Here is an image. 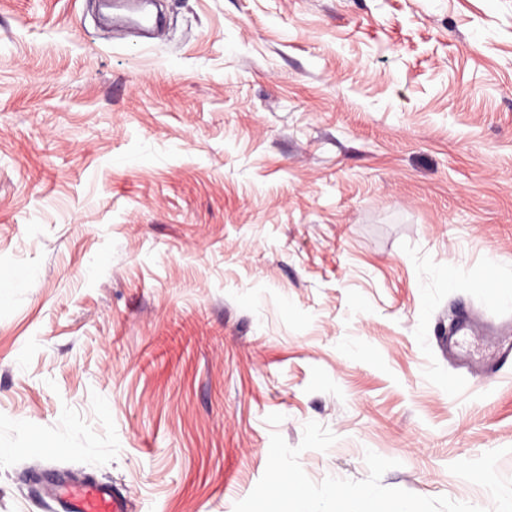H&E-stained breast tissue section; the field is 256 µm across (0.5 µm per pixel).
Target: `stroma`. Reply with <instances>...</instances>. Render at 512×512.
<instances>
[{"mask_svg":"<svg viewBox=\"0 0 512 512\" xmlns=\"http://www.w3.org/2000/svg\"><path fill=\"white\" fill-rule=\"evenodd\" d=\"M162 4L0 0V512H512V0ZM67 512H126L124 497L110 488L95 485H69Z\"/></svg>","mask_w":512,"mask_h":512,"instance_id":"35a3bbf8","label":"stroma"}]
</instances>
